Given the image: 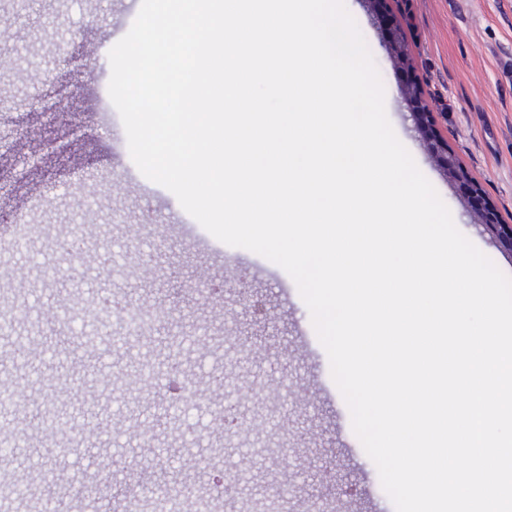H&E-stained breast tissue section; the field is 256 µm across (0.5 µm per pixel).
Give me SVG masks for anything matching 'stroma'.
I'll return each mask as SVG.
<instances>
[{"instance_id": "stroma-1", "label": "stroma", "mask_w": 512, "mask_h": 512, "mask_svg": "<svg viewBox=\"0 0 512 512\" xmlns=\"http://www.w3.org/2000/svg\"><path fill=\"white\" fill-rule=\"evenodd\" d=\"M385 89V109L398 140L448 207L456 227L506 275L512 249L481 224L456 183L435 162L401 95L407 75L421 87L434 127L460 167L476 180L484 206L512 225V0H408L398 11L408 32L410 72L390 58L384 31L373 29L363 0H345ZM141 0L123 16L115 0H0V26L15 50L0 57V226L22 224L29 253L0 248V312L17 321L0 335V386L18 373L13 337L27 336L32 364L41 337L52 339L62 364L78 372L72 413L80 426L51 442L38 416L46 399L28 387L0 415V429L37 452L22 458L33 481L46 469L63 474V500L94 512H124L135 494L150 512L161 472L186 479L184 512L207 497L217 457L234 475L246 467L234 512H304L311 494L335 498V512H396L374 462L352 429L349 408L332 379L326 350L296 338L312 330L310 312L290 275L252 251L228 246L185 215L175 195L145 178L128 149L109 94L108 53L132 26ZM98 80L86 85L85 73ZM63 102L48 119L45 106ZM43 148L40 168L21 160ZM75 241L72 253L59 249ZM245 276L268 306L272 325L230 318L238 307L232 283ZM216 285L197 294V278ZM124 306L101 312L107 297ZM101 312L110 349L78 342L83 323L57 324L58 307ZM163 306L165 321L130 329L128 313ZM178 362L179 408L165 396L167 370ZM281 387L274 396L270 384ZM235 404L246 432L224 426Z\"/></svg>"}]
</instances>
